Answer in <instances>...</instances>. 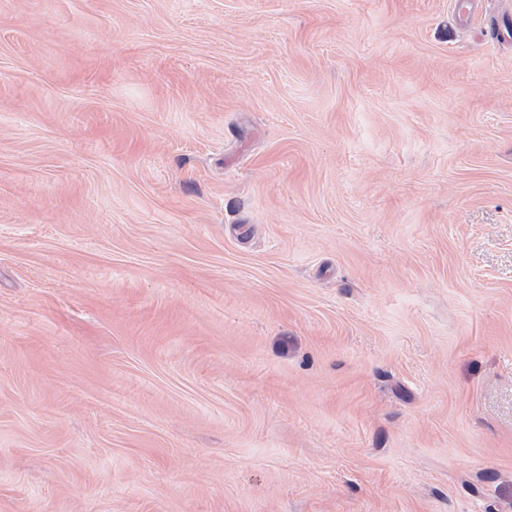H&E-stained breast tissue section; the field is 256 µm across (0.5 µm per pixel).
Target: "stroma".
<instances>
[{
    "instance_id": "obj_1",
    "label": "stroma",
    "mask_w": 512,
    "mask_h": 512,
    "mask_svg": "<svg viewBox=\"0 0 512 512\" xmlns=\"http://www.w3.org/2000/svg\"><path fill=\"white\" fill-rule=\"evenodd\" d=\"M512 0H0V512H512Z\"/></svg>"
}]
</instances>
